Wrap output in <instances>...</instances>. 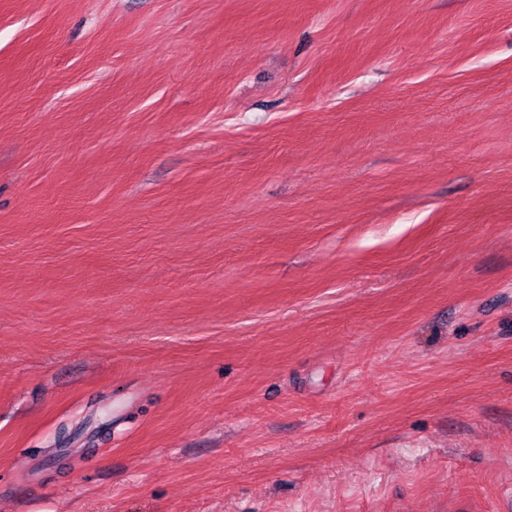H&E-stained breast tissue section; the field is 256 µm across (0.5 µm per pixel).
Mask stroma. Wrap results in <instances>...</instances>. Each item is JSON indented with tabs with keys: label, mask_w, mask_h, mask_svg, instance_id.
<instances>
[{
	"label": "stroma",
	"mask_w": 512,
	"mask_h": 512,
	"mask_svg": "<svg viewBox=\"0 0 512 512\" xmlns=\"http://www.w3.org/2000/svg\"><path fill=\"white\" fill-rule=\"evenodd\" d=\"M512 0H0V512H506Z\"/></svg>",
	"instance_id": "obj_1"
}]
</instances>
